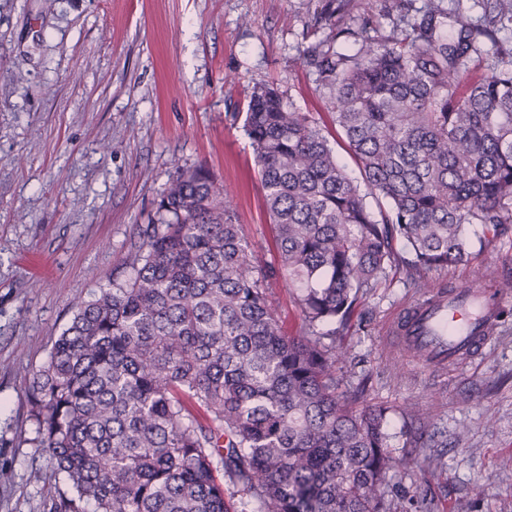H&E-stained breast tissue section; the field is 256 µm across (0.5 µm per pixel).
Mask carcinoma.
<instances>
[{"instance_id":"1","label":"carcinoma","mask_w":512,"mask_h":512,"mask_svg":"<svg viewBox=\"0 0 512 512\" xmlns=\"http://www.w3.org/2000/svg\"><path fill=\"white\" fill-rule=\"evenodd\" d=\"M440 24L432 9L400 40L343 55L331 35L304 54L359 181L312 113L253 87L245 132L274 267L253 263L208 171L171 178L112 286L77 307L29 381L35 442L67 486L53 512H392L388 408L339 391L323 327H346L400 265L424 290L428 271L469 263L464 225L499 238L512 224V63L468 81L473 57L502 49ZM276 276L296 289L300 336L275 315Z\"/></svg>"}]
</instances>
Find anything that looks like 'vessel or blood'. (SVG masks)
I'll return each mask as SVG.
<instances>
[{"mask_svg": "<svg viewBox=\"0 0 512 512\" xmlns=\"http://www.w3.org/2000/svg\"><path fill=\"white\" fill-rule=\"evenodd\" d=\"M511 303L512 295L504 289L472 283L433 290L404 307L389 332L422 365L455 364L492 343L499 314Z\"/></svg>", "mask_w": 512, "mask_h": 512, "instance_id": "b4317fda", "label": "vessel or blood"}]
</instances>
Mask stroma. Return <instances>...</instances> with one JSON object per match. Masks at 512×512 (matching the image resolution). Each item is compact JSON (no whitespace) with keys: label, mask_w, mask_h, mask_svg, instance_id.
Here are the masks:
<instances>
[{"label":"stroma","mask_w":512,"mask_h":512,"mask_svg":"<svg viewBox=\"0 0 512 512\" xmlns=\"http://www.w3.org/2000/svg\"><path fill=\"white\" fill-rule=\"evenodd\" d=\"M493 29L512 48V21L486 0H0V512H49L64 491L33 444L28 381L77 303L112 279L138 225L179 170L223 184L255 264L273 266L274 232L243 131L246 103L266 83L319 118L338 161L358 169L336 135L330 103L304 51L334 36L355 53L364 37L409 33L429 5ZM468 264L427 272L463 287L488 268L512 287V232L495 242L465 228ZM296 291L271 283L284 331L300 335ZM420 296L405 269L363 298L334 343L339 388L357 407H388V452L401 487L394 512H512V309L493 346L470 361L426 367L395 345L392 315ZM429 412L425 423L406 407ZM438 458L426 469L424 456Z\"/></svg>","instance_id":"stroma-1"}]
</instances>
